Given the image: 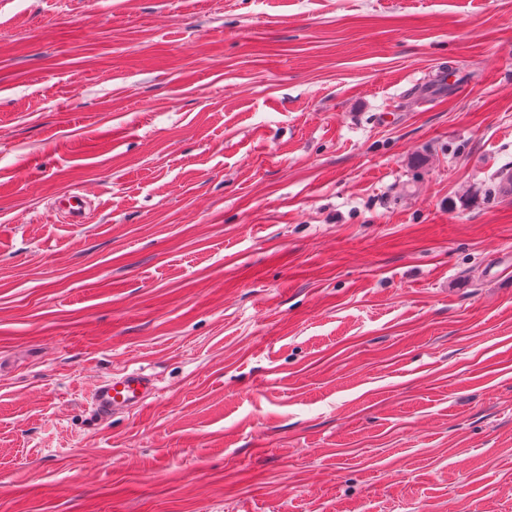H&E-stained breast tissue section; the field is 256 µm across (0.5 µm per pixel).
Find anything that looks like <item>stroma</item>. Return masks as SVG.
<instances>
[{"label":"stroma","instance_id":"obj_1","mask_svg":"<svg viewBox=\"0 0 512 512\" xmlns=\"http://www.w3.org/2000/svg\"><path fill=\"white\" fill-rule=\"evenodd\" d=\"M506 167L512 0H0V512H512ZM62 212L70 221V224H84L89 219L90 211L87 207V199L81 190H73L65 199ZM157 393V387L150 375L139 369L98 382L92 396V405L96 412L104 417L139 406Z\"/></svg>","mask_w":512,"mask_h":512}]
</instances>
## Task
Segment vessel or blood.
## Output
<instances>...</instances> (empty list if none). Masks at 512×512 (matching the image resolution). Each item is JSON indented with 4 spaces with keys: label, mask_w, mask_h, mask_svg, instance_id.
<instances>
[{
    "label": "vessel or blood",
    "mask_w": 512,
    "mask_h": 512,
    "mask_svg": "<svg viewBox=\"0 0 512 512\" xmlns=\"http://www.w3.org/2000/svg\"><path fill=\"white\" fill-rule=\"evenodd\" d=\"M70 223H86L90 212L87 199L81 190H73L62 207ZM157 387L150 375L138 369L106 378L98 382L92 396L96 412L104 417L139 406L155 396Z\"/></svg>",
    "instance_id": "b4317fda"
}]
</instances>
